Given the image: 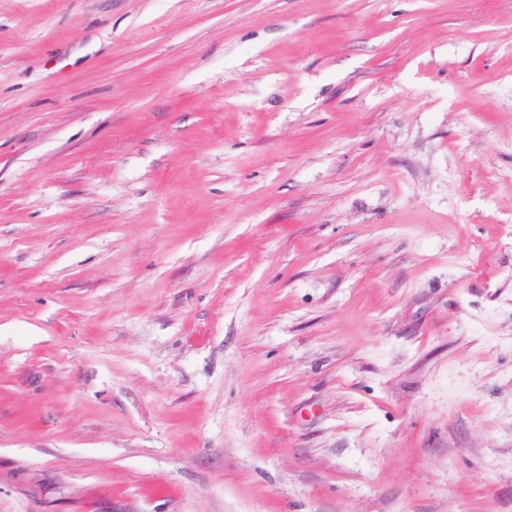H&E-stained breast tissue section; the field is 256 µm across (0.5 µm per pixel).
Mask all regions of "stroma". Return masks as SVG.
Wrapping results in <instances>:
<instances>
[{
    "mask_svg": "<svg viewBox=\"0 0 512 512\" xmlns=\"http://www.w3.org/2000/svg\"><path fill=\"white\" fill-rule=\"evenodd\" d=\"M0 512H512V0H0Z\"/></svg>",
    "mask_w": 512,
    "mask_h": 512,
    "instance_id": "1",
    "label": "stroma"
}]
</instances>
